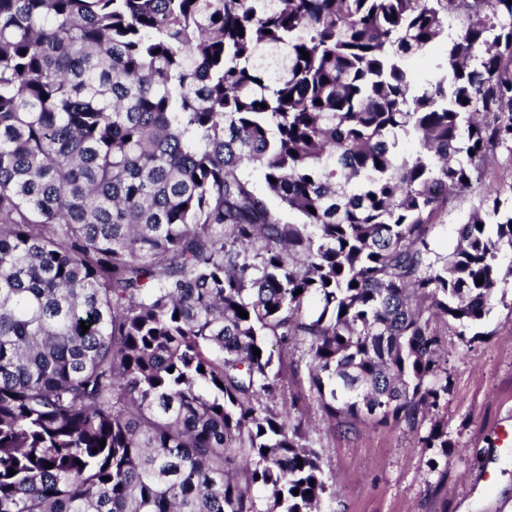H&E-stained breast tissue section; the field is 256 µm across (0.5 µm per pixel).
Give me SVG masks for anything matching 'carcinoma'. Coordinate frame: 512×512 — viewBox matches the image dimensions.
<instances>
[{
  "label": "carcinoma",
  "instance_id": "carcinoma-1",
  "mask_svg": "<svg viewBox=\"0 0 512 512\" xmlns=\"http://www.w3.org/2000/svg\"><path fill=\"white\" fill-rule=\"evenodd\" d=\"M499 148L508 0H0V512H317L270 339L331 426L419 430L512 288L500 196L429 236Z\"/></svg>",
  "mask_w": 512,
  "mask_h": 512
}]
</instances>
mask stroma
Masks as SVG:
<instances>
[{
  "label": "stroma",
  "instance_id": "35a3bbf8",
  "mask_svg": "<svg viewBox=\"0 0 512 512\" xmlns=\"http://www.w3.org/2000/svg\"><path fill=\"white\" fill-rule=\"evenodd\" d=\"M512 197V155L497 150L481 181L452 200L433 230L438 250L452 249L457 232L488 191ZM472 341L449 330L448 403L441 418L450 448L429 471L430 454L394 425L328 427L317 407L306 413L309 437L324 448L331 495L319 512H512V449L500 440L512 429V288L498 290Z\"/></svg>",
  "mask_w": 512,
  "mask_h": 512
}]
</instances>
